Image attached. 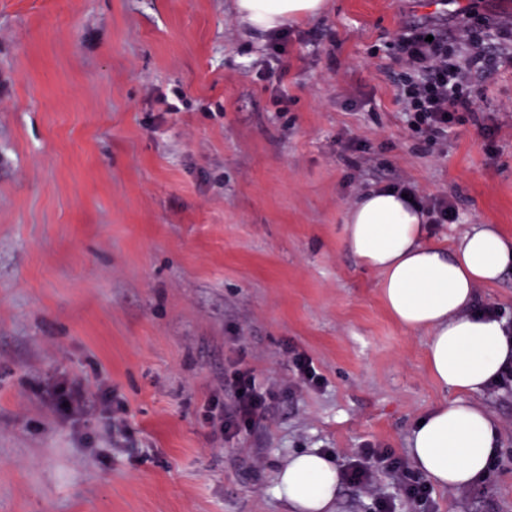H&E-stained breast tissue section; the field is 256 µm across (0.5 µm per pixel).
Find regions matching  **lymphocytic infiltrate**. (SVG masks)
I'll use <instances>...</instances> for the list:
<instances>
[{"label":"lymphocytic infiltrate","mask_w":512,"mask_h":512,"mask_svg":"<svg viewBox=\"0 0 512 512\" xmlns=\"http://www.w3.org/2000/svg\"><path fill=\"white\" fill-rule=\"evenodd\" d=\"M461 23L455 15L430 16L422 22L404 25L394 44V58L405 71L400 99L407 126L429 140L447 137L457 113L472 109V100L463 92L465 70L448 61V28ZM224 394L226 401L216 418L228 440L252 429L279 399L239 359L229 361L224 371ZM375 463L382 465L400 485L414 507L430 504L433 489L422 474L411 470L391 450L367 444L344 466L342 478L375 496L378 512H393V505L376 493L371 469Z\"/></svg>","instance_id":"obj_1"}]
</instances>
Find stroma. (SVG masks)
<instances>
[{
	"label": "stroma",
	"instance_id": "1",
	"mask_svg": "<svg viewBox=\"0 0 512 512\" xmlns=\"http://www.w3.org/2000/svg\"><path fill=\"white\" fill-rule=\"evenodd\" d=\"M327 4L288 23L269 84L234 0H0V512H290L272 486L291 455L405 460L456 400L342 224L390 168L454 206L428 241L512 235V65L467 69L472 109L431 144L402 119L393 55L406 23L508 24L512 0ZM232 353L279 404L228 442L204 414ZM73 381L125 405L135 444L97 403L55 407ZM466 400L499 427L496 466L434 486L436 512H512V389ZM291 362L295 369L297 379L304 385L319 388L325 380L317 371L313 359L305 353L292 351Z\"/></svg>",
	"mask_w": 512,
	"mask_h": 512
}]
</instances>
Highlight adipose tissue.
I'll return each mask as SVG.
<instances>
[{
  "label": "adipose tissue",
  "instance_id": "1",
  "mask_svg": "<svg viewBox=\"0 0 512 512\" xmlns=\"http://www.w3.org/2000/svg\"><path fill=\"white\" fill-rule=\"evenodd\" d=\"M235 8L248 30L266 33L320 15L327 2L236 0ZM425 222L423 212L411 209L397 190L379 187L348 209L343 240L360 264L380 273V295L391 318L406 330L427 331L429 373L459 395L416 424L411 459L435 484L466 487L486 476L498 430L464 397L497 379L512 359L503 320L475 309V291L512 270V236L479 224L445 249L425 242ZM338 488L334 463L309 450L289 458L274 479L273 492L295 512H331Z\"/></svg>",
  "mask_w": 512,
  "mask_h": 512
}]
</instances>
